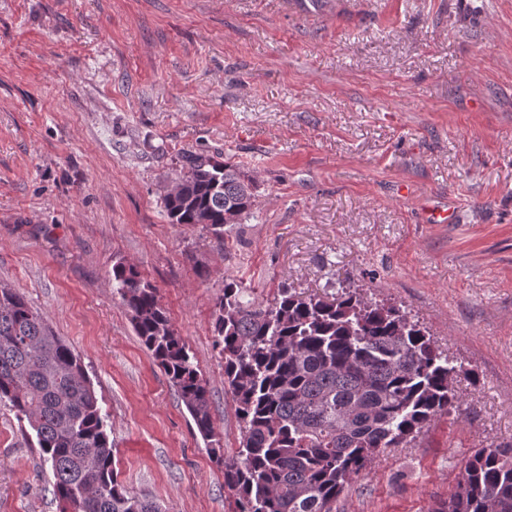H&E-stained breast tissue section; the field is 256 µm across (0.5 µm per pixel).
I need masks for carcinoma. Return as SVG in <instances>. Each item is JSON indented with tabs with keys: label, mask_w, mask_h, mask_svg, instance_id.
Segmentation results:
<instances>
[{
	"label": "carcinoma",
	"mask_w": 512,
	"mask_h": 512,
	"mask_svg": "<svg viewBox=\"0 0 512 512\" xmlns=\"http://www.w3.org/2000/svg\"><path fill=\"white\" fill-rule=\"evenodd\" d=\"M180 192L163 199L173 224L224 238L226 219L250 216L256 184L229 160L188 152ZM112 285L137 335L224 465L236 512H333L368 461L416 438L457 409L453 364L406 312L355 292L302 294L283 285L258 302L235 278L215 303L224 384L236 404L241 446L224 460L207 383L172 327L157 290L118 263ZM0 402L35 432L60 512H164L118 479L107 415L80 356L20 294L0 288ZM433 512H512V446L479 448L451 497Z\"/></svg>",
	"instance_id": "carcinoma-1"
}]
</instances>
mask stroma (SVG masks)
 <instances>
[{
    "instance_id": "1",
    "label": "stroma",
    "mask_w": 512,
    "mask_h": 512,
    "mask_svg": "<svg viewBox=\"0 0 512 512\" xmlns=\"http://www.w3.org/2000/svg\"><path fill=\"white\" fill-rule=\"evenodd\" d=\"M257 182L224 239L170 223L186 152ZM453 200L428 224L420 198ZM157 290L208 384L225 457L241 430L214 346L234 277L359 289L474 369L460 410L354 477L334 512H432L478 448L512 445V0H0V288L81 357L119 478L164 512H234L112 288ZM36 439L0 405V512H59Z\"/></svg>"
}]
</instances>
